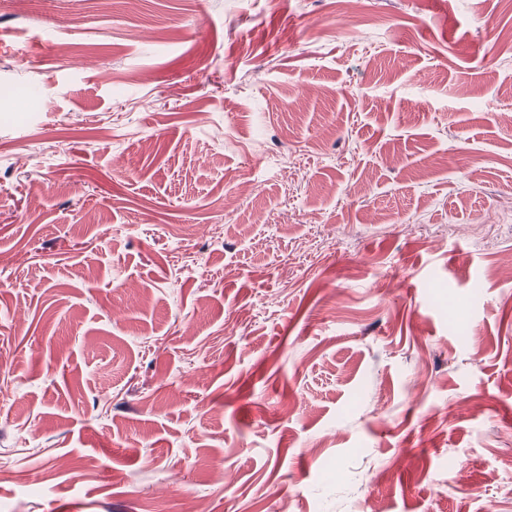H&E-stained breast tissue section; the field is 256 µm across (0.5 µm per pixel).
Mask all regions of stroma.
Listing matches in <instances>:
<instances>
[{"label": "stroma", "instance_id": "1", "mask_svg": "<svg viewBox=\"0 0 512 512\" xmlns=\"http://www.w3.org/2000/svg\"><path fill=\"white\" fill-rule=\"evenodd\" d=\"M0 394V512H512V0H0Z\"/></svg>", "mask_w": 512, "mask_h": 512}]
</instances>
